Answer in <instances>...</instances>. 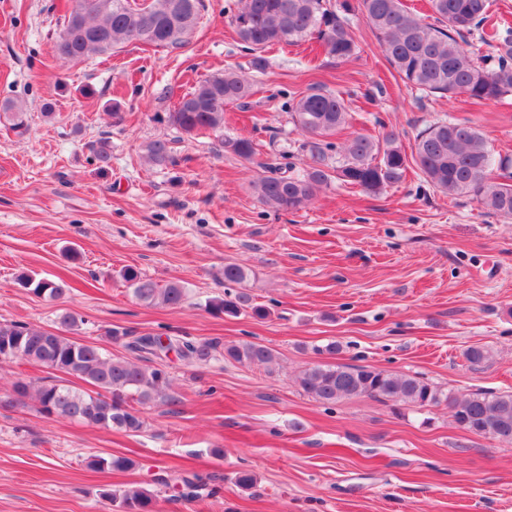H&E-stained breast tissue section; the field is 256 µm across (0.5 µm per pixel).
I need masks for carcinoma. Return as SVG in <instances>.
<instances>
[{
	"label": "carcinoma",
	"instance_id": "1",
	"mask_svg": "<svg viewBox=\"0 0 512 512\" xmlns=\"http://www.w3.org/2000/svg\"><path fill=\"white\" fill-rule=\"evenodd\" d=\"M84 0H73L55 50L65 61L83 60L93 54H112L114 47L132 41L155 47L178 49L196 27L202 0H150L141 12L133 0H95V6L79 13ZM242 7L231 16L239 39L252 52L251 69L263 72L262 55L273 45H293L316 39L325 53L338 60L352 58L358 50L354 31L339 12L358 10L379 41L390 67L407 84L428 96L465 94L475 102L512 95V38L502 35L498 23H490L491 0H430L433 22L422 20L403 0H240ZM479 29L483 44L493 48L496 64L459 42L456 35ZM255 93L254 83L234 70L199 81L177 101L170 119L188 136L224 132V105L245 102ZM293 124L308 137L303 148L311 163L301 172L288 166L254 184L259 198L282 210H299L313 199L315 189L336 179L361 190L378 194L402 182L411 165L424 180L450 196H471L499 216L512 219V159L496 157L477 127L468 119L434 123L418 132L411 154L397 143L395 134L383 138L356 134L343 144L340 158L330 154L334 145L326 141L347 124V105L337 93L321 87L298 92L289 101ZM0 111L9 118L18 136L29 131L25 109L6 101ZM224 151L245 161L256 155V145L247 137H223ZM149 160L158 166L172 161L171 147L157 140L148 146ZM121 278L137 300L146 305L177 306L186 296L178 282L161 285L127 266ZM248 270L235 263L224 265V281L239 285L208 301L214 316H238L245 312L264 319L268 308L254 303L245 289ZM16 284L33 295L56 300L65 284L36 274L22 272ZM58 333L26 323L0 321V364L17 359L63 373L72 381L63 384H35L18 379L9 405L23 403L35 395L38 412L73 420L89 427L138 433L145 425L135 401L146 405L156 399L170 404L178 399L167 394L170 381L157 367L112 356L92 342L81 343L69 336L81 320L64 312L58 317ZM141 336L130 348L157 358L173 351L189 363H207L218 351L213 341L186 336ZM224 358L249 366L268 367L276 360L272 348L257 342L224 347ZM86 384L77 387L74 381ZM298 384L305 395L321 404L367 396L384 403L407 405L419 410L443 403L451 408L456 426L468 433L512 445V391H476L454 397L417 375L396 374L370 366L314 363L301 371ZM87 468L98 471H126L133 461L122 456L93 455ZM102 497L118 504L120 512H154V495L131 486L119 492L106 490Z\"/></svg>",
	"mask_w": 512,
	"mask_h": 512
}]
</instances>
